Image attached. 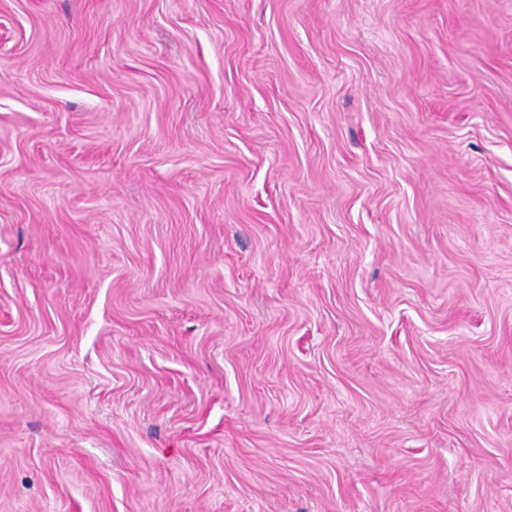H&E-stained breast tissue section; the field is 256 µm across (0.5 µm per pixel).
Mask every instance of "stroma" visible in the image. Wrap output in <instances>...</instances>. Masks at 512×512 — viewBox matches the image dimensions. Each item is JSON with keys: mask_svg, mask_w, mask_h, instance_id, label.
Here are the masks:
<instances>
[{"mask_svg": "<svg viewBox=\"0 0 512 512\" xmlns=\"http://www.w3.org/2000/svg\"><path fill=\"white\" fill-rule=\"evenodd\" d=\"M0 512H512V0H0Z\"/></svg>", "mask_w": 512, "mask_h": 512, "instance_id": "stroma-1", "label": "stroma"}]
</instances>
